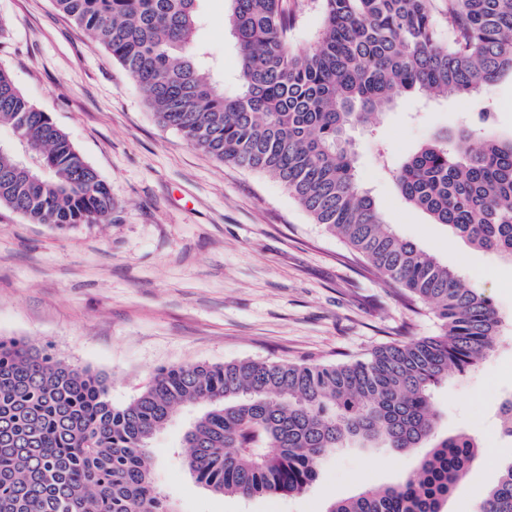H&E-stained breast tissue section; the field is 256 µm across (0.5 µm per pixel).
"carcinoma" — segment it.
Here are the masks:
<instances>
[{
    "instance_id": "obj_1",
    "label": "carcinoma",
    "mask_w": 512,
    "mask_h": 512,
    "mask_svg": "<svg viewBox=\"0 0 512 512\" xmlns=\"http://www.w3.org/2000/svg\"><path fill=\"white\" fill-rule=\"evenodd\" d=\"M112 54L159 122L221 163L262 171L398 287L428 305L433 336L383 344L344 362L242 360L157 370L131 402L108 379L45 345L0 336V512H172L152 478V442L186 404L183 464L208 490L305 492L322 457L364 448H425L405 479L338 497L326 512H445L481 459L467 433L443 435L432 390L477 369L502 328L490 301L401 238L358 181L349 129L403 94L471 96L477 121L437 134L390 170L402 198L455 235L512 260V137H500L482 90L512 75V0H321L306 52L288 37L285 0H226L239 89L202 64L200 0H53ZM0 204L66 228L112 213V192L68 136L0 68ZM477 512H512V461Z\"/></svg>"
}]
</instances>
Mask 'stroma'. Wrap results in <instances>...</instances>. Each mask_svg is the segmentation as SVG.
<instances>
[{
	"mask_svg": "<svg viewBox=\"0 0 512 512\" xmlns=\"http://www.w3.org/2000/svg\"><path fill=\"white\" fill-rule=\"evenodd\" d=\"M289 38L309 49L320 0H287ZM196 39L236 90L238 56L224 0H201ZM0 67L67 134L112 188V214L60 230L0 205V336L52 345L71 364L106 373L113 404L130 402L155 370L242 359L333 362L360 358L406 335L430 336L431 309L413 314L394 288L343 241L314 223L272 177L216 161L163 126L143 91L52 0H0ZM452 91L426 103L401 97L349 135L362 186L399 236L454 269L487 297L503 331L480 368L436 388L441 432L500 447L498 406L512 394V261L453 235L406 203L387 172L444 128L466 122ZM195 408L153 441V477L174 512H325L336 497L399 482L417 448H340L324 456L306 493L241 499L198 484L173 454ZM500 464L482 460L446 512H474L473 486H492Z\"/></svg>",
	"mask_w": 512,
	"mask_h": 512,
	"instance_id": "35a3bbf8",
	"label": "stroma"
}]
</instances>
